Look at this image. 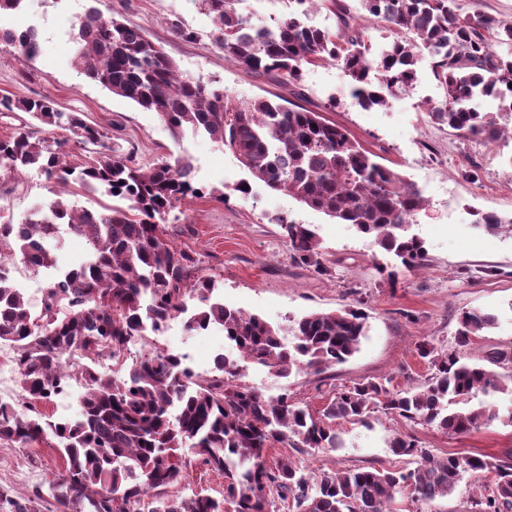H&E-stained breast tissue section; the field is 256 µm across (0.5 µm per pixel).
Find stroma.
<instances>
[{"mask_svg": "<svg viewBox=\"0 0 512 512\" xmlns=\"http://www.w3.org/2000/svg\"><path fill=\"white\" fill-rule=\"evenodd\" d=\"M88 5L89 0H39L36 7L0 15L2 27L22 30L33 25L41 31L34 59L0 49V96L51 97L61 111L81 113L89 124L110 131L113 142L146 169L170 154L188 157L194 180L206 194L185 198L170 213L169 240L197 253L195 276L214 278L225 305L279 326L284 343L293 341V321L308 313L359 305L368 315L369 332L346 362L319 375L302 370L286 378L250 365L243 371V384L266 398L289 394L314 411L356 382L386 379L397 390L422 386L431 370L418 355L419 345L427 340L445 351L455 349L457 315L470 308L498 313L500 325L465 348L466 357L476 360L491 348L512 349V233L490 234L474 224L478 211L512 219V138L493 144L467 141L448 126L433 123L424 103L440 99L443 91L430 60L421 63L413 90L391 98L387 106L365 109L352 98L349 77L334 63L304 66L294 87L246 73L215 46L209 19L191 0H103L101 5L127 25L141 28L185 76L224 87L241 99L281 96L323 113L380 163L400 171L426 200L412 231L424 241L427 260L409 270L352 225L288 195L259 184L249 195L235 192V185L251 175L230 151L203 135L188 133L174 141L154 113L81 74L71 62L72 24ZM176 20L194 31L195 39L177 36L171 28ZM58 197L36 170L0 176V217L21 219ZM59 198L96 210L113 203L112 197L76 184ZM282 217L313 226L325 275L292 261L278 224ZM159 341L161 347L186 355L187 365L204 376L224 350L222 330L191 331L181 317L167 323ZM494 405L499 420L469 434H446L378 412L371 428L342 424V449L281 446L270 450L266 463L273 467L288 460L311 471L404 468L409 459L393 455L386 445L398 434L413 436L439 459L451 454L502 457L512 454V427L501 422L512 413V395H498ZM53 444L50 438L24 448L0 444V487L20 495L48 485L64 467ZM182 462L186 482L170 487L169 495H220L222 475L199 465L187 450ZM487 481L484 475L465 476L451 495L429 503L402 492L394 507L396 512H467L470 496Z\"/></svg>", "mask_w": 512, "mask_h": 512, "instance_id": "stroma-1", "label": "stroma"}]
</instances>
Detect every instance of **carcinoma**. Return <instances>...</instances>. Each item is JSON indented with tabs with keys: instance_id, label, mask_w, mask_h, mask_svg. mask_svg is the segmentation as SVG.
Here are the masks:
<instances>
[{
	"instance_id": "1",
	"label": "carcinoma",
	"mask_w": 512,
	"mask_h": 512,
	"mask_svg": "<svg viewBox=\"0 0 512 512\" xmlns=\"http://www.w3.org/2000/svg\"><path fill=\"white\" fill-rule=\"evenodd\" d=\"M255 0H193L212 26L216 47L251 74L282 83L301 79L306 65L337 62L352 81L363 108L382 107L388 97L412 90L419 63L428 55L443 90L428 101L436 124L464 139L490 144L503 135L501 120L512 115V22L465 14L458 0H360L365 14L389 24L398 37L372 56L365 32L351 20L343 0H288V12L257 25ZM336 14L337 31L314 23L315 6ZM74 67L112 94L153 112L176 140L184 131L207 136L233 153L264 186L373 239L380 250L413 269L426 261L423 241L410 232L423 209L418 188L397 170L377 161L343 127L319 112L268 98L240 100L224 88L184 76L177 63L144 32L95 6L73 22ZM0 47L27 60L40 50L36 26L0 30ZM491 98L496 109L475 100ZM21 111L35 121L63 128L82 146L96 147L90 161L66 162V141L49 144L24 127L0 139V172L37 168L53 184L71 181L125 202L91 210L59 199L30 211L18 222L0 224V264L15 258L34 270H53V242L66 231L87 239L85 256L54 273L40 304L32 306L0 268V347L14 352L22 409L0 403V443L23 447L48 436L56 440L64 467L49 484L27 496L0 490V512H130L155 491L149 512H269L274 500L293 512H391L395 494L410 490L421 502L450 495L464 475L492 479L471 497L469 512H512V458L480 455L434 458L408 435L389 441L394 455L413 460L402 469L358 468L311 473L291 462L274 468L266 453L276 446L342 447L338 425H370L383 410L409 422H424L452 434L490 425L498 413L488 399L512 387V353L491 350L471 361L459 351L419 345L432 369L416 389L390 390L380 381L347 386L317 412L284 394L264 398L238 382L240 362L287 377L301 368L321 372L343 363L367 335L361 308L311 312L293 322L294 343L257 314L229 307L214 297L215 280L190 281L195 254L175 247L166 235L165 215L188 196L202 197L188 158H164L149 171L132 164L112 145L109 132L86 123L77 112H61L48 97L0 98V114ZM293 260L326 273L320 244L308 224L278 219ZM492 212L476 213L488 233L503 228ZM200 303L186 321L190 331L216 326L237 353L219 354L213 375L193 379L183 358L150 339L166 322L185 313L186 295ZM498 316L471 308L458 314L460 348L495 327ZM147 346L137 357L130 344ZM86 360L72 369L71 357ZM85 388L76 419L51 421L36 411L71 383ZM481 395L476 406L471 399ZM188 448L201 465L224 476L216 498L165 495L185 475L173 457Z\"/></svg>"
}]
</instances>
